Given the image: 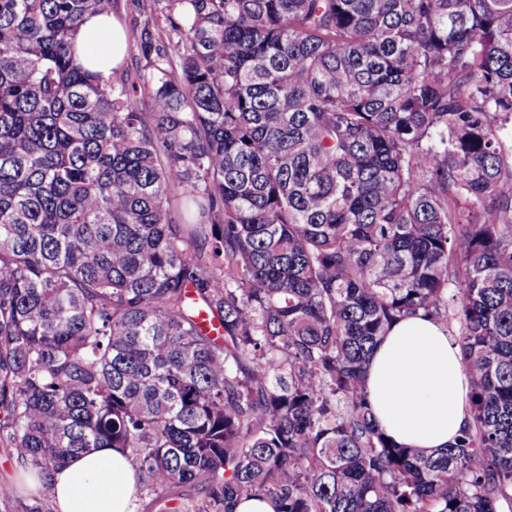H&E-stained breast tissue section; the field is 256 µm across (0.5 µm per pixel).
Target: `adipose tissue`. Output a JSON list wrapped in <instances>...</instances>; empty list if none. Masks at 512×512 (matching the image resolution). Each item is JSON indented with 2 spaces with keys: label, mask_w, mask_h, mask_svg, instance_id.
Segmentation results:
<instances>
[{
  "label": "adipose tissue",
  "mask_w": 512,
  "mask_h": 512,
  "mask_svg": "<svg viewBox=\"0 0 512 512\" xmlns=\"http://www.w3.org/2000/svg\"><path fill=\"white\" fill-rule=\"evenodd\" d=\"M126 54L113 13L86 18L76 38V56L86 69L109 74ZM367 392L380 427L410 448L446 447L471 419L460 348L444 326L426 318L393 324L370 359ZM137 486V474L119 451L98 448L54 473L50 494L56 512H131Z\"/></svg>",
  "instance_id": "obj_1"
}]
</instances>
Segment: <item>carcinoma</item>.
<instances>
[{
	"instance_id": "obj_1",
	"label": "carcinoma",
	"mask_w": 512,
	"mask_h": 512,
	"mask_svg": "<svg viewBox=\"0 0 512 512\" xmlns=\"http://www.w3.org/2000/svg\"><path fill=\"white\" fill-rule=\"evenodd\" d=\"M0 0V446L121 451L159 512H512V0ZM457 324L471 421L374 422L368 358ZM112 12L126 29L128 52L123 27ZM112 12L88 16L76 38L78 61L92 73L105 76L118 67L125 56V66L132 69L137 50L131 27L136 21L152 13L159 28L165 24L162 14L154 10L153 0H113Z\"/></svg>"
}]
</instances>
